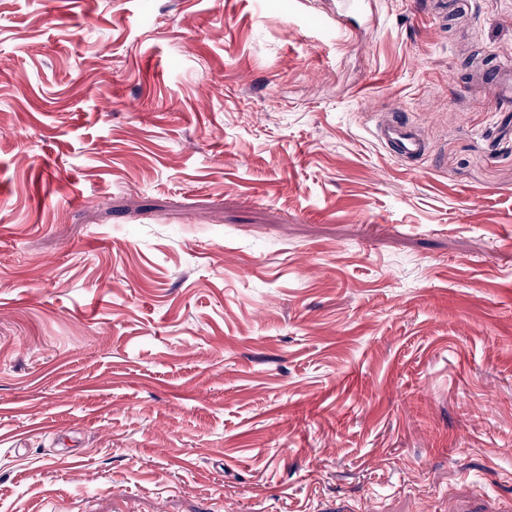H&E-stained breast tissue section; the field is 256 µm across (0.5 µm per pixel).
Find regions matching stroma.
I'll return each instance as SVG.
<instances>
[{
	"mask_svg": "<svg viewBox=\"0 0 512 512\" xmlns=\"http://www.w3.org/2000/svg\"><path fill=\"white\" fill-rule=\"evenodd\" d=\"M447 2L0 0V512H512V0ZM376 137L398 159L406 163L421 159L428 151L427 143L417 129L399 114L391 113L383 117Z\"/></svg>",
	"mask_w": 512,
	"mask_h": 512,
	"instance_id": "35a3bbf8",
	"label": "stroma"
}]
</instances>
